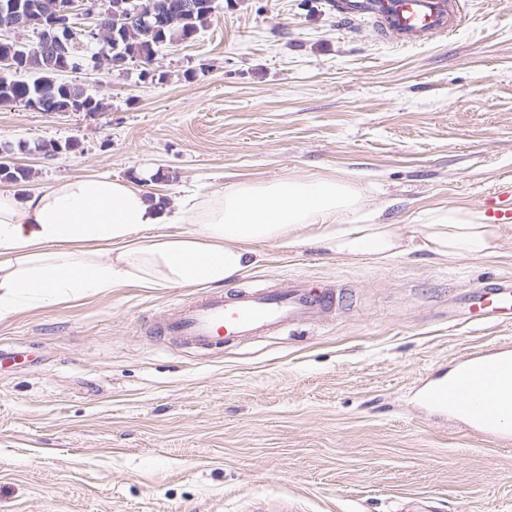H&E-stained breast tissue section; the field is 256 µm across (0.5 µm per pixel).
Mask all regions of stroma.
<instances>
[{"mask_svg":"<svg viewBox=\"0 0 512 512\" xmlns=\"http://www.w3.org/2000/svg\"><path fill=\"white\" fill-rule=\"evenodd\" d=\"M193 42L140 67L68 73L101 112L0 106V146L29 182L143 180L176 200L240 181L358 185L398 254L255 246L227 289L304 278L350 289L329 322L196 352L148 328L195 287L118 288L0 320V512H512V447L420 406V386L511 329L457 325L458 299L512 275V224L480 260L426 247L428 214L478 208L512 180V0H472L445 39L402 44L327 0H214ZM60 144L45 156L42 147Z\"/></svg>","mask_w":512,"mask_h":512,"instance_id":"stroma-1","label":"stroma"}]
</instances>
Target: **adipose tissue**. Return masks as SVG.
Wrapping results in <instances>:
<instances>
[{"mask_svg":"<svg viewBox=\"0 0 512 512\" xmlns=\"http://www.w3.org/2000/svg\"><path fill=\"white\" fill-rule=\"evenodd\" d=\"M362 203L339 177L236 182L175 204L107 176L24 198L0 192V319L127 284L220 287L251 264L260 243L318 245L353 261L394 255L392 226L364 223ZM426 228L429 250L448 261L496 248L478 210L435 209Z\"/></svg>","mask_w":512,"mask_h":512,"instance_id":"adipose-tissue-1","label":"adipose tissue"}]
</instances>
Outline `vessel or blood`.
Listing matches in <instances>:
<instances>
[{
	"label": "vessel or blood",
	"instance_id": "b4317fda",
	"mask_svg": "<svg viewBox=\"0 0 512 512\" xmlns=\"http://www.w3.org/2000/svg\"><path fill=\"white\" fill-rule=\"evenodd\" d=\"M341 19L374 17L400 42L442 38L461 20L464 0H335ZM493 224H512V184L482 201ZM348 289L316 288L294 280L285 288L206 291L177 302L156 323L155 334L196 349L239 345L282 328L321 323L350 306ZM461 322L484 327L512 326V275L475 288L459 310ZM419 400L429 410L465 420L486 440L512 442V340L469 353L445 379L423 385Z\"/></svg>",
	"mask_w": 512,
	"mask_h": 512
}]
</instances>
